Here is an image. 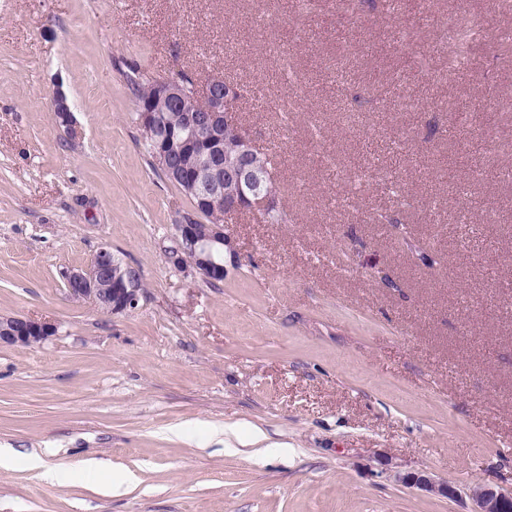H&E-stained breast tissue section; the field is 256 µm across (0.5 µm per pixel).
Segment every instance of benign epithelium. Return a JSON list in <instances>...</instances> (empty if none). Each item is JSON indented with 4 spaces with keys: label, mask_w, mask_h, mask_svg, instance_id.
Instances as JSON below:
<instances>
[{
    "label": "benign epithelium",
    "mask_w": 512,
    "mask_h": 512,
    "mask_svg": "<svg viewBox=\"0 0 512 512\" xmlns=\"http://www.w3.org/2000/svg\"><path fill=\"white\" fill-rule=\"evenodd\" d=\"M153 97L138 104V120L142 131L150 138L153 159L171 179L189 178L191 190H200L199 201L206 208L238 214L246 210L271 208L272 198L261 190L262 178L255 166V144L246 133H240L242 148L230 170L224 156L222 132L237 125L236 113L229 103L240 94L239 88L222 78L205 83L186 82L181 74L148 77ZM190 96L197 102L196 111L184 120L180 137L161 138L157 135V120L161 109ZM57 122L67 128L73 124V114L66 96H54ZM238 183L233 196L224 194V178ZM176 245L169 250V259L180 270L191 269L209 281L224 279V255L219 247L228 242L222 224H197L192 221L175 225ZM68 296L74 300L92 302L108 314H118L138 305L139 271L112 254V248L101 245L89 264L62 272ZM55 324L30 316L0 317V347H32L55 335ZM397 479L420 491L453 499L459 495L456 486L426 471L407 472ZM474 503L472 512H512V495L497 488L477 484L470 488Z\"/></svg>",
    "instance_id": "benign-epithelium-1"
}]
</instances>
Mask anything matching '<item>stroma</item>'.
<instances>
[{"instance_id":"obj_1","label":"stroma","mask_w":512,"mask_h":512,"mask_svg":"<svg viewBox=\"0 0 512 512\" xmlns=\"http://www.w3.org/2000/svg\"><path fill=\"white\" fill-rule=\"evenodd\" d=\"M484 8L0 0V316L57 327L0 348V451L64 474L0 470V512H471V486L512 493V113L486 120L512 49L458 73L443 51ZM131 65L305 106H240L256 144H282L283 221L225 223L223 281L165 253L195 211L147 152ZM103 243L141 274L120 314L60 276ZM420 470L459 498L394 479Z\"/></svg>"}]
</instances>
